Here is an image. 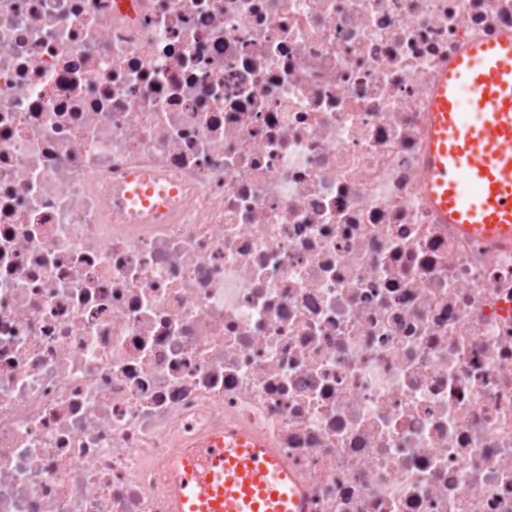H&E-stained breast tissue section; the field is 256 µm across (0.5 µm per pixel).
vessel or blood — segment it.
I'll return each instance as SVG.
<instances>
[{
  "mask_svg": "<svg viewBox=\"0 0 512 512\" xmlns=\"http://www.w3.org/2000/svg\"><path fill=\"white\" fill-rule=\"evenodd\" d=\"M426 136L422 193L441 223L512 249V37L473 44L449 63ZM174 487L176 512H304L286 461L263 439L234 430L180 457Z\"/></svg>",
  "mask_w": 512,
  "mask_h": 512,
  "instance_id": "b4317fda",
  "label": "vessel or blood"
}]
</instances>
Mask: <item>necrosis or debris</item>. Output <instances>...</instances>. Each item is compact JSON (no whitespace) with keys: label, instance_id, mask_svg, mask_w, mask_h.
I'll use <instances>...</instances> for the list:
<instances>
[{"label":"necrosis or debris","instance_id":"1","mask_svg":"<svg viewBox=\"0 0 512 512\" xmlns=\"http://www.w3.org/2000/svg\"><path fill=\"white\" fill-rule=\"evenodd\" d=\"M506 32L512 0H0V512H175L227 427L305 512H512V251L421 191L441 70Z\"/></svg>","mask_w":512,"mask_h":512}]
</instances>
